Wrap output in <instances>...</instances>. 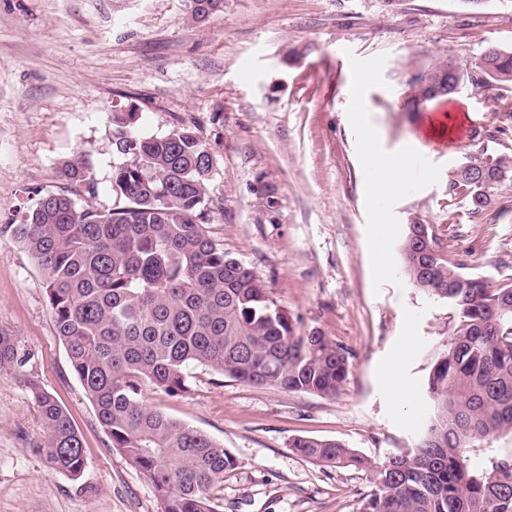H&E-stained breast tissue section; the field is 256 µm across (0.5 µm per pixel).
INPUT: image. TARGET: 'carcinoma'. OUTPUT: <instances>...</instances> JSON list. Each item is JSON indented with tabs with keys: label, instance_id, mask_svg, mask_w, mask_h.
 <instances>
[{
	"label": "carcinoma",
	"instance_id": "obj_1",
	"mask_svg": "<svg viewBox=\"0 0 512 512\" xmlns=\"http://www.w3.org/2000/svg\"><path fill=\"white\" fill-rule=\"evenodd\" d=\"M202 21L224 0H192ZM455 66L440 58L407 82L414 102L437 98L435 78ZM475 88H512V50L493 47L459 69ZM135 112L112 113L116 151L131 160L112 172L116 202L98 208L79 157L62 163L64 186L35 193L0 224L42 271L56 335L112 448L151 482L162 512H218L217 488L235 456L205 433L145 404L144 391H190L189 370L211 368L237 381L332 397L350 370L349 352L288 317L262 281L224 252L207 230L205 146L189 127L163 137L135 135ZM486 168L476 188L471 170ZM512 188V154L470 156L448 174V196L471 214ZM431 225L401 241L410 283L455 310L448 342L432 357L425 392L430 415L419 441L372 461L336 440L297 437L293 450L331 467L369 472L358 512H512V456L473 468L463 449L512 432V285L490 287L441 255ZM14 337L0 331V372L23 378L43 424L34 451L73 481L85 468L82 436L68 411L27 375Z\"/></svg>",
	"mask_w": 512,
	"mask_h": 512
}]
</instances>
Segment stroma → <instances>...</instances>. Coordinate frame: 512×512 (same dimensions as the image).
<instances>
[{
    "label": "stroma",
    "instance_id": "obj_1",
    "mask_svg": "<svg viewBox=\"0 0 512 512\" xmlns=\"http://www.w3.org/2000/svg\"><path fill=\"white\" fill-rule=\"evenodd\" d=\"M512 49V0H224L206 21L191 0H0V219L29 192L62 187L58 168L82 157L93 202L112 207L113 112L135 133L191 127L215 160L208 230L268 288L290 318L346 347L350 373L333 397L191 371V392L147 389L148 406L228 448L238 461L220 512H357L369 475L299 456L297 436L334 439L374 461L413 447L429 405L423 387L454 310L414 288L400 243L431 225L444 256L492 286L512 283V189L473 216L449 200L466 156L512 152V118L495 93L463 85L409 111L411 75L436 58L472 66ZM365 87L384 150L422 141L423 168L385 200L369 189L350 85ZM465 114L426 142L442 111ZM69 412L86 455L80 481L33 450L43 434L21 378L0 374V512H162L149 480L109 434L55 334L43 277L0 237V331ZM407 389L403 403L396 389Z\"/></svg>",
    "mask_w": 512,
    "mask_h": 512
}]
</instances>
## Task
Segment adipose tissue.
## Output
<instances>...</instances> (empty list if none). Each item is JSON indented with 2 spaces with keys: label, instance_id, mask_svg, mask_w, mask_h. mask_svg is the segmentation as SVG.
<instances>
[{
  "label": "adipose tissue",
  "instance_id": "1",
  "mask_svg": "<svg viewBox=\"0 0 512 512\" xmlns=\"http://www.w3.org/2000/svg\"><path fill=\"white\" fill-rule=\"evenodd\" d=\"M354 108V117L363 129L371 193L376 198L394 195L405 178L410 149L404 145L393 151L382 150L378 145L379 131L368 119L363 102L355 101Z\"/></svg>",
  "mask_w": 512,
  "mask_h": 512
}]
</instances>
